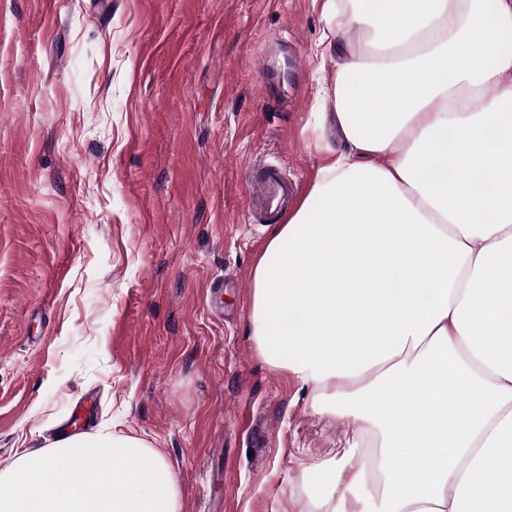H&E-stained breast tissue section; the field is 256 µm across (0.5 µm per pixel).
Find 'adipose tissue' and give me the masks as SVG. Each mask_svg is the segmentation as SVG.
Returning <instances> with one entry per match:
<instances>
[{"instance_id": "ef3b65f1", "label": "adipose tissue", "mask_w": 512, "mask_h": 512, "mask_svg": "<svg viewBox=\"0 0 512 512\" xmlns=\"http://www.w3.org/2000/svg\"><path fill=\"white\" fill-rule=\"evenodd\" d=\"M338 139L252 272L247 336L346 421L306 512H512V0H323ZM135 436L0 471V512H181Z\"/></svg>"}]
</instances>
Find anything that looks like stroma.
I'll return each mask as SVG.
<instances>
[{
	"label": "stroma",
	"mask_w": 512,
	"mask_h": 512,
	"mask_svg": "<svg viewBox=\"0 0 512 512\" xmlns=\"http://www.w3.org/2000/svg\"><path fill=\"white\" fill-rule=\"evenodd\" d=\"M324 29L319 0H0V469L114 432L183 512H305L344 424L245 334L287 216L255 218L244 174L308 194Z\"/></svg>",
	"instance_id": "obj_1"
}]
</instances>
